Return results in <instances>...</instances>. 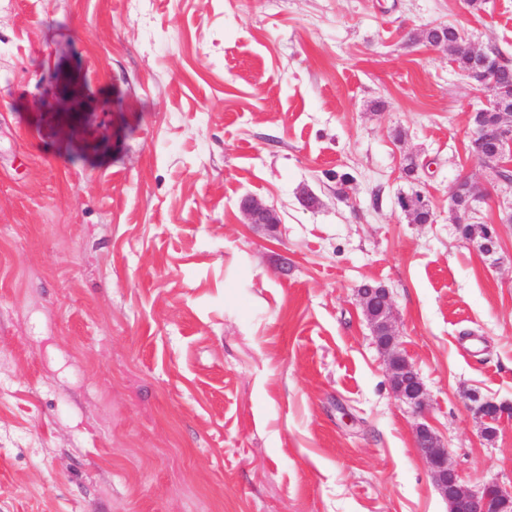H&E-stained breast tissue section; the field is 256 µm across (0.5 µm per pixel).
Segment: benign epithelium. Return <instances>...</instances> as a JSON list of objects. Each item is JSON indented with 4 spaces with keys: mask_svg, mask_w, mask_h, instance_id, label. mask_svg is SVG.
Returning a JSON list of instances; mask_svg holds the SVG:
<instances>
[{
    "mask_svg": "<svg viewBox=\"0 0 512 512\" xmlns=\"http://www.w3.org/2000/svg\"><path fill=\"white\" fill-rule=\"evenodd\" d=\"M433 47H448V39L437 38L430 42ZM450 47L467 51L472 56L470 67L460 72L489 95L483 111L496 107L499 99L506 93H512V82L503 79L506 62L497 55H490L476 49L459 29L455 30V42ZM473 143L493 142L498 152L505 153L512 148V114L502 117L501 125L496 127L473 126L470 135ZM464 196V210H458L457 200ZM484 194L477 183L464 177L457 181L450 193V208L456 223L466 224L459 213L475 211L477 203ZM245 223L263 226L271 231L278 223L273 208L256 197H245L239 205ZM469 241L476 244L482 254H492L496 250L497 235L493 233L473 235ZM358 303L372 330L379 350L387 357L388 378L392 392L407 404L420 418L425 417L428 398L427 389L419 371L398 350L399 336L388 289L378 286L357 290ZM469 408L483 425L482 433L496 431V425L512 416V404L484 398L477 393L469 396ZM413 442L418 454L427 463L430 474L439 493L448 503V512H512V487L506 488L495 480L487 481L477 487L463 484L457 472L448 464V448L440 436L427 423L421 421L413 428Z\"/></svg>",
    "mask_w": 512,
    "mask_h": 512,
    "instance_id": "obj_1",
    "label": "benign epithelium"
}]
</instances>
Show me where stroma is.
I'll list each match as a JSON object with an SVG mask.
<instances>
[{
	"label": "stroma",
	"instance_id": "stroma-1",
	"mask_svg": "<svg viewBox=\"0 0 512 512\" xmlns=\"http://www.w3.org/2000/svg\"><path fill=\"white\" fill-rule=\"evenodd\" d=\"M434 26L512 60V0H0V512H448L367 282L450 465L512 484L467 398L512 402V187ZM463 195L466 199V205L465 208L462 204H459V207L456 203V201L459 199V196ZM484 199V194L480 190V187L476 182H473L469 177L461 178L457 183L454 185L451 193H450V208L452 213L454 214V217H458L455 222L457 224H462L463 227L464 224H469L463 219L461 216H459L460 212L458 208H464L463 213L464 215L468 213L474 212L476 209L477 203L481 202V200ZM239 209L243 215L245 224L263 226L269 231L275 228V224H279L274 209L264 204L256 197L248 196L243 198L240 202ZM357 297L375 342L387 357L392 392L417 417L424 418L428 406L427 389L415 365L398 350L399 334L388 289L383 286L358 288Z\"/></svg>",
	"mask_w": 512,
	"mask_h": 512
}]
</instances>
